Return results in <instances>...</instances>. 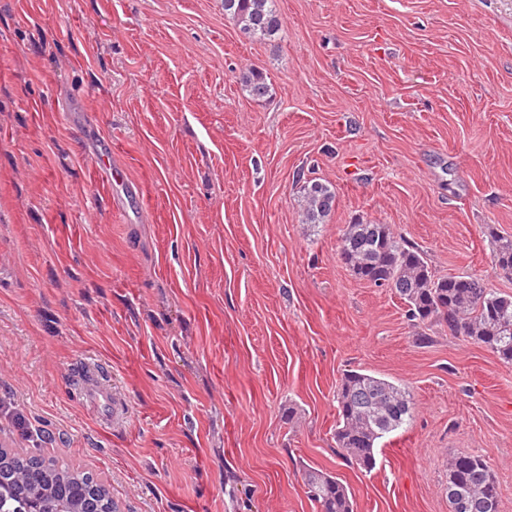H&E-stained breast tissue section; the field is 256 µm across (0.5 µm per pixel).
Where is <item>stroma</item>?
Masks as SVG:
<instances>
[{
	"label": "stroma",
	"instance_id": "obj_1",
	"mask_svg": "<svg viewBox=\"0 0 512 512\" xmlns=\"http://www.w3.org/2000/svg\"><path fill=\"white\" fill-rule=\"evenodd\" d=\"M260 41L221 0H0V438L104 480L120 512H449L448 461L483 456L512 512V364L420 327L339 255L387 224L437 276L512 295V0H276ZM261 70L270 94L240 84ZM81 94L147 204L114 214L63 109ZM336 193L323 224L300 188ZM99 366L123 423L77 391ZM363 370L413 418L364 472L336 391ZM493 239V252L495 265L498 270L507 277L512 276V238L508 236H501L498 234L492 235ZM304 485L308 498L318 505L319 512H353L348 488L333 476L316 468H305Z\"/></svg>",
	"mask_w": 512,
	"mask_h": 512
}]
</instances>
